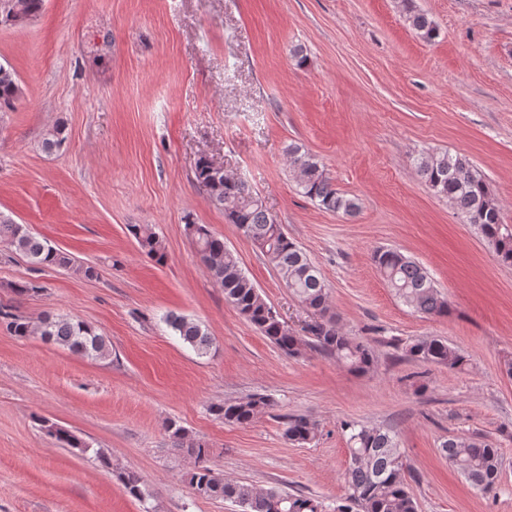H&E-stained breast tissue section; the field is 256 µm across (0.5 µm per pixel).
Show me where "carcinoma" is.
<instances>
[{
    "instance_id": "carcinoma-1",
    "label": "carcinoma",
    "mask_w": 512,
    "mask_h": 512,
    "mask_svg": "<svg viewBox=\"0 0 512 512\" xmlns=\"http://www.w3.org/2000/svg\"><path fill=\"white\" fill-rule=\"evenodd\" d=\"M43 0H0V23L23 21L38 14ZM406 18L419 38L426 42L438 36L428 16L417 10L413 0H401ZM21 88L13 69L0 75V112L13 108ZM290 167L301 193L318 207L354 216L360 210L359 198L336 189L324 166L298 144L288 145ZM415 166L425 185L437 196L447 199L466 224L474 225L492 248L494 260L512 266V225L503 222L501 209L491 196L482 175L463 155L433 150L422 151ZM196 180L208 201L224 210L228 222L251 239L267 260L278 269L286 287L319 320L308 326L310 341H305L281 319L239 266L236 255L204 224H186L200 261L211 279L224 290V299L265 336L288 355L308 345L330 355L352 372H365L374 364L373 349L365 342L341 332L329 316L328 288L320 270L300 246L288 237L277 218L263 205L241 177H224L212 168V160L202 157L196 165ZM129 231L141 250L156 263L166 260L165 246L152 227L131 224ZM0 242L26 256L35 266L72 269L87 279H95L93 266L76 265L66 252L32 234L11 216L0 212ZM372 261L399 301L425 317L450 313L448 301L441 295L429 271L396 249L374 252ZM163 322L175 336L197 354L209 353L211 340L201 323L181 315L167 314ZM0 324L14 336L39 335L74 353L91 359L111 355L109 341L90 324L70 317L47 313L32 322L0 307ZM406 356L424 365L462 369L467 357L448 341L435 336L419 338L405 345ZM275 406L267 394H253L239 400L214 404L210 412L227 424L248 425L257 416ZM47 434L64 448H85L87 444L73 432L53 422L42 421ZM347 432L349 462L345 471L348 496L333 512H417V503L404 476L405 464L395 433L358 422L343 424ZM171 445L194 459L188 484L205 499L228 500L242 512H325L317 498L291 494L278 488L258 489L230 480L211 465V448L169 420L165 424ZM285 438L293 445H305L316 437V426L307 417H285ZM442 452L469 484L485 495L495 492L500 482V460L496 448L484 440L454 436L442 444ZM117 478L129 496L144 501L151 497L142 478L121 471Z\"/></svg>"
}]
</instances>
